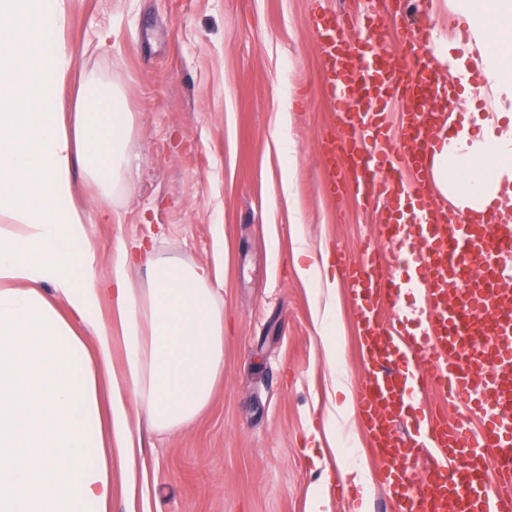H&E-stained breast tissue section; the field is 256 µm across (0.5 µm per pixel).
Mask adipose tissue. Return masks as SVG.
<instances>
[{"instance_id":"ef3b65f1","label":"adipose tissue","mask_w":512,"mask_h":512,"mask_svg":"<svg viewBox=\"0 0 512 512\" xmlns=\"http://www.w3.org/2000/svg\"><path fill=\"white\" fill-rule=\"evenodd\" d=\"M480 66L461 106L469 127L440 132L434 185L458 213L512 212V0H453ZM58 0H0V512H108L112 467L137 482L131 405L162 433L192 424L224 374L223 282L123 244L95 271L91 222L74 200L76 168L114 171L130 115L121 94L88 85L67 117L70 69ZM145 287L129 277L133 262ZM120 344V369L112 346Z\"/></svg>"}]
</instances>
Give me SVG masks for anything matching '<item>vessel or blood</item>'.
<instances>
[{
	"label": "vessel or blood",
	"mask_w": 512,
	"mask_h": 512,
	"mask_svg": "<svg viewBox=\"0 0 512 512\" xmlns=\"http://www.w3.org/2000/svg\"><path fill=\"white\" fill-rule=\"evenodd\" d=\"M386 8L401 21L399 57L379 50L378 12L359 17L354 40L334 13L314 16L319 91L332 105L320 139L323 188L378 210L380 234L416 244L425 270L421 280L402 279L403 256L369 242L357 256L336 253L366 366L359 418L377 460L375 481L402 512H512V224L474 225L434 203L429 161L448 105L445 73L430 25L404 21V0ZM390 97L403 106L396 142L386 133ZM414 286L425 294L417 332L386 330L382 307L397 304L394 289ZM418 355L430 366L405 370ZM434 392L443 403L430 401ZM450 402L464 404L480 426L449 418ZM421 454L431 465L412 474L408 464Z\"/></svg>",
	"instance_id": "obj_1"
}]
</instances>
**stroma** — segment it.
<instances>
[{"label":"stroma","mask_w":512,"mask_h":512,"mask_svg":"<svg viewBox=\"0 0 512 512\" xmlns=\"http://www.w3.org/2000/svg\"><path fill=\"white\" fill-rule=\"evenodd\" d=\"M368 0H64L72 58L62 94L81 83L125 98L132 124L110 186L83 170L76 197L108 221L89 227L99 276L118 243L147 244L224 280V377L189 427L142 430L136 512H395L372 477L357 409L359 330L344 285L301 280L336 250L357 255L379 216L322 188L319 139L330 104L317 93L315 6ZM336 335L323 331L326 304ZM339 358H331L333 344ZM349 495L336 499L337 483ZM320 509H313V498Z\"/></svg>","instance_id":"1"}]
</instances>
